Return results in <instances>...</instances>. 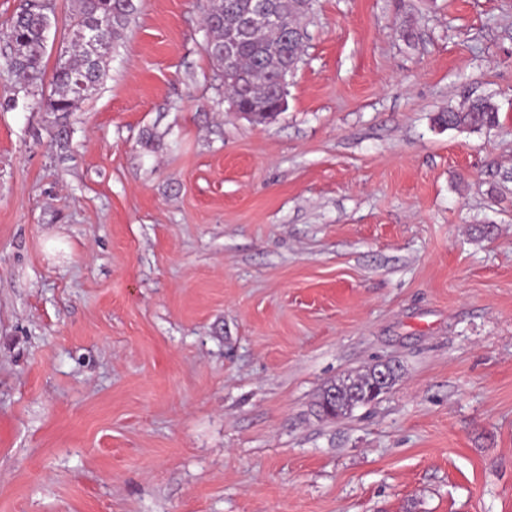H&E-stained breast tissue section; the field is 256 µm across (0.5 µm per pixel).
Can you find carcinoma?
Segmentation results:
<instances>
[{
  "instance_id": "carcinoma-1",
  "label": "carcinoma",
  "mask_w": 512,
  "mask_h": 512,
  "mask_svg": "<svg viewBox=\"0 0 512 512\" xmlns=\"http://www.w3.org/2000/svg\"><path fill=\"white\" fill-rule=\"evenodd\" d=\"M264 3L267 10L276 13L281 26L268 29L259 38L244 39L238 45L229 67L231 75L224 78V29L245 21ZM313 9V0H212L205 20L212 34L205 47L226 79L229 93L240 104L259 111L258 121L276 118L278 105L270 97V90L279 75L298 67V45L284 40L287 32L300 27V21ZM137 6L134 0H80V8L70 28L71 39L66 55L58 56L52 72L49 93H44L47 33L44 20L54 14L53 0H25L13 16L9 26L6 48L0 53V68L4 67L16 78L12 98L3 106L13 108L19 100H35L46 112L57 114L58 141L68 139L67 117L103 82L107 73V60L124 39ZM106 18L109 20V51L98 55L89 53L77 33L90 29ZM497 121V108L486 98L466 102L458 110L450 109L437 116V123L448 129H479ZM387 372L386 388L393 387L397 367L377 365L365 374L347 377L325 385L315 403L317 415L339 418L354 408L373 401L370 392L378 384L381 372Z\"/></svg>"
}]
</instances>
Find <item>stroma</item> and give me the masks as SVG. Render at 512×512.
<instances>
[{"mask_svg": "<svg viewBox=\"0 0 512 512\" xmlns=\"http://www.w3.org/2000/svg\"><path fill=\"white\" fill-rule=\"evenodd\" d=\"M209 6L139 0L68 143L0 109V512H512V0H315L268 124ZM497 108L486 98H477L465 102L458 110L448 109L437 116V123L448 129H479L492 126L497 121ZM385 368L384 372L383 365H376L365 374L325 385L315 403L317 415L330 419L339 418L351 413L356 407L372 402L374 397L370 392L377 386L378 376L385 381L387 375L386 391H389L397 379L398 371L397 367L388 364ZM381 372L384 373L380 374Z\"/></svg>", "mask_w": 512, "mask_h": 512, "instance_id": "stroma-1", "label": "stroma"}]
</instances>
